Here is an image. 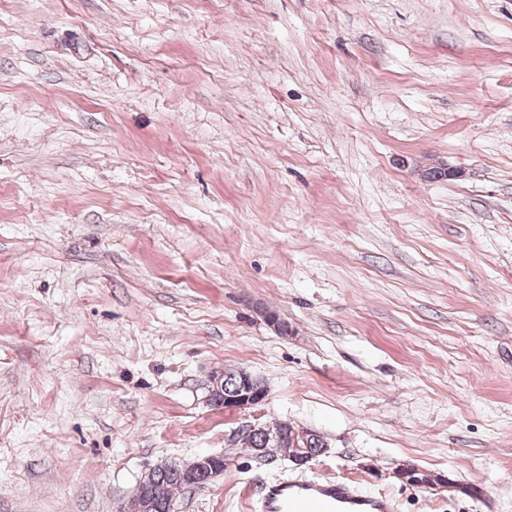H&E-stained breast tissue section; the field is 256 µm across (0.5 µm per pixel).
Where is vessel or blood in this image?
Listing matches in <instances>:
<instances>
[{
  "mask_svg": "<svg viewBox=\"0 0 512 512\" xmlns=\"http://www.w3.org/2000/svg\"><path fill=\"white\" fill-rule=\"evenodd\" d=\"M350 506L360 507L362 512H396V502L389 494L362 496L340 478L277 484L261 499L262 512H344Z\"/></svg>",
  "mask_w": 512,
  "mask_h": 512,
  "instance_id": "1",
  "label": "vessel or blood"
}]
</instances>
